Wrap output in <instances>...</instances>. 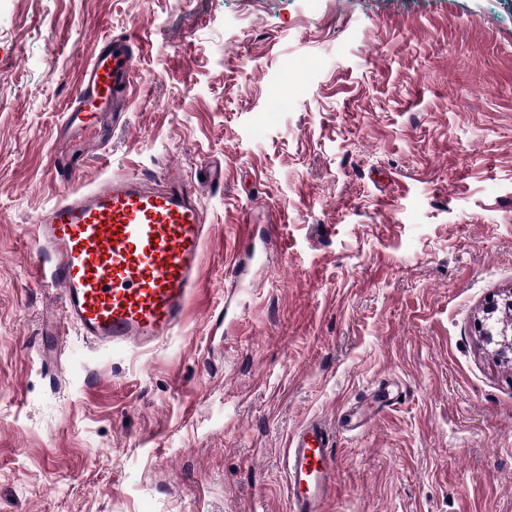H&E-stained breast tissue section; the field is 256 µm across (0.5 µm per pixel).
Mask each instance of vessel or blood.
I'll use <instances>...</instances> for the list:
<instances>
[{
    "mask_svg": "<svg viewBox=\"0 0 512 512\" xmlns=\"http://www.w3.org/2000/svg\"><path fill=\"white\" fill-rule=\"evenodd\" d=\"M132 38L94 45L80 68L67 127L128 102ZM35 239L62 293V321L95 345L143 349L173 335L201 274L205 216L182 168L161 176L125 174L75 188L41 211ZM345 412L335 424L311 420L291 436L286 455L291 512H320L336 487V434L359 428Z\"/></svg>",
    "mask_w": 512,
    "mask_h": 512,
    "instance_id": "1",
    "label": "vessel or blood"
}]
</instances>
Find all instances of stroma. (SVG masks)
I'll list each match as a JSON object with an SVG mask.
<instances>
[{
    "mask_svg": "<svg viewBox=\"0 0 512 512\" xmlns=\"http://www.w3.org/2000/svg\"><path fill=\"white\" fill-rule=\"evenodd\" d=\"M116 34L128 107L64 130ZM169 165L206 214L184 323L52 358L35 217ZM511 292L512 0H0V512H291L290 435L347 409L322 512H512L478 328Z\"/></svg>",
    "mask_w": 512,
    "mask_h": 512,
    "instance_id": "35a3bbf8",
    "label": "stroma"
}]
</instances>
